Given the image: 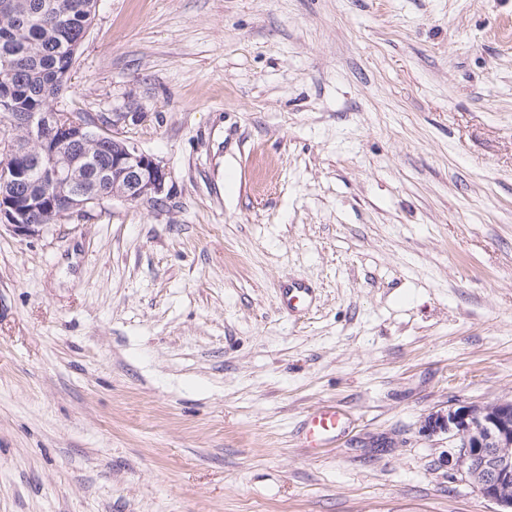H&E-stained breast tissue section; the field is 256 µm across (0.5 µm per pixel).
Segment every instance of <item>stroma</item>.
<instances>
[{"instance_id":"1","label":"stroma","mask_w":512,"mask_h":512,"mask_svg":"<svg viewBox=\"0 0 512 512\" xmlns=\"http://www.w3.org/2000/svg\"><path fill=\"white\" fill-rule=\"evenodd\" d=\"M53 106L168 177L0 229V512H494L421 426L512 398V0H96ZM314 290L305 283L292 282L280 288V305L287 312L305 309L313 301ZM345 431L343 414L325 407L309 414L304 422V448L310 456L322 452Z\"/></svg>"}]
</instances>
